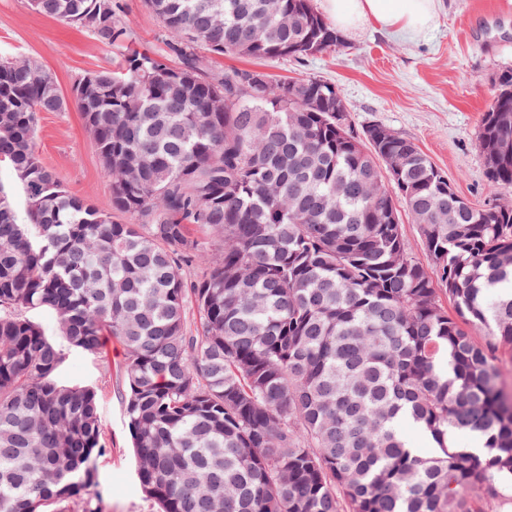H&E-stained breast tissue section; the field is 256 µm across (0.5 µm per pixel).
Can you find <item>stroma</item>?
<instances>
[{
    "label": "stroma",
    "instance_id": "1",
    "mask_svg": "<svg viewBox=\"0 0 512 512\" xmlns=\"http://www.w3.org/2000/svg\"><path fill=\"white\" fill-rule=\"evenodd\" d=\"M134 47L165 53L161 26L144 0H114ZM0 57L29 58L70 94L85 73L114 68L115 52L88 29L34 11L28 0H0ZM214 72L261 69L277 80L311 76L332 82L348 106L351 124H380L414 141L447 174L457 192L483 208L511 197L490 193L477 147L481 118L502 70L512 68V0H439L432 25L401 36L365 27L337 51L297 61L260 62L212 54ZM36 148L64 189L100 212H112V185L90 131L75 105L38 115ZM124 352L109 342L104 356L65 349L58 377L94 387L99 396L102 442L98 486L76 512H154L141 492L123 402Z\"/></svg>",
    "mask_w": 512,
    "mask_h": 512
}]
</instances>
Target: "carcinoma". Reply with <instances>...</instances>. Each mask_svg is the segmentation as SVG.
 I'll list each match as a JSON object with an SVG mask.
<instances>
[{
	"label": "carcinoma",
	"mask_w": 512,
	"mask_h": 512,
	"mask_svg": "<svg viewBox=\"0 0 512 512\" xmlns=\"http://www.w3.org/2000/svg\"><path fill=\"white\" fill-rule=\"evenodd\" d=\"M172 55L141 52L112 0H30L122 57L75 84L120 224L36 151L54 78L0 60V512H69L97 488L96 392L56 379L61 346L124 349L139 486L156 512H481L512 482V203L477 208L384 126L336 119L335 84L209 74L198 48L259 60L344 47L310 0H146ZM477 147L512 189V72ZM405 158L401 179L383 155ZM419 229L413 253L401 213ZM208 229L213 248L191 239ZM205 265L195 280L186 262ZM453 302L448 314L442 298ZM199 316L195 329L187 309ZM411 419L438 448L399 436ZM456 429L483 453L448 446ZM0 187L12 198L22 224H28V202L22 185L6 163H0Z\"/></svg>",
	"instance_id": "cac0c4a2"
}]
</instances>
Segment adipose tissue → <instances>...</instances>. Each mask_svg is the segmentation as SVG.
Here are the masks:
<instances>
[{"label": "adipose tissue", "mask_w": 512, "mask_h": 512, "mask_svg": "<svg viewBox=\"0 0 512 512\" xmlns=\"http://www.w3.org/2000/svg\"><path fill=\"white\" fill-rule=\"evenodd\" d=\"M437 0H323L322 9L336 30L348 35L366 25L405 35L427 29Z\"/></svg>", "instance_id": "1"}]
</instances>
